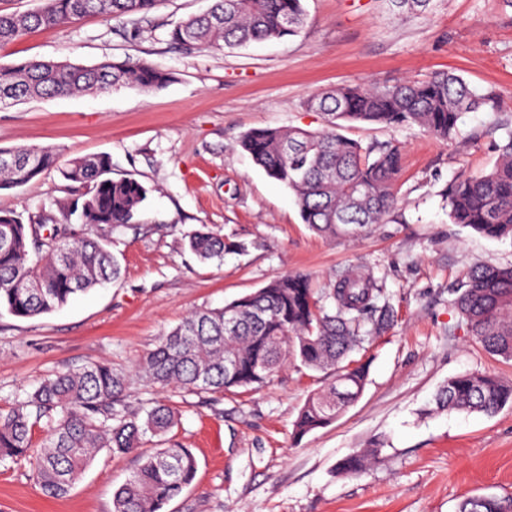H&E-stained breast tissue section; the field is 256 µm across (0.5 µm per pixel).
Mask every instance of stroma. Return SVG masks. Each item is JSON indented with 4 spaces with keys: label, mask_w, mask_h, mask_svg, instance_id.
<instances>
[{
    "label": "stroma",
    "mask_w": 512,
    "mask_h": 512,
    "mask_svg": "<svg viewBox=\"0 0 512 512\" xmlns=\"http://www.w3.org/2000/svg\"><path fill=\"white\" fill-rule=\"evenodd\" d=\"M210 4L160 0L152 31L88 16L0 49V64L143 58L173 75L148 95L120 88L0 108V147L53 145L67 158L106 153L113 177L152 189L141 223L112 230L118 282L49 314H0V411L57 371L111 362L131 377V408L156 399L175 408L169 437L197 460L193 482L163 512H458L472 497H512V407L488 416L433 403L462 373L512 379V361L489 354L452 305L469 267L512 266V241L451 223L442 197L460 171L492 166L497 115L464 113L452 142L416 126L346 124L343 135L362 145L404 147L397 208L353 239L310 231L293 193L240 146L255 128L321 129L323 115L305 106L313 92L442 70L512 108V6L435 0L428 17L400 20L382 0H304L306 30L289 40L191 53L169 42L171 23ZM70 194L51 171L0 190V208L34 220L47 210L58 222L52 205ZM204 225L239 250L220 264L198 262L184 242ZM352 267L373 271L394 322L365 345L370 368L361 398L302 440L293 438L298 412L331 372L292 363L260 389L201 394L136 377L138 361L189 312L224 306L296 272L322 289ZM377 438L385 446L365 472H339L344 457ZM137 466V454L101 450L66 496L50 498L29 463H0V512H112L114 491Z\"/></svg>",
    "instance_id": "1"
}]
</instances>
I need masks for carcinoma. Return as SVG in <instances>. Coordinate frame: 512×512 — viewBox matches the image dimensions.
I'll return each mask as SVG.
<instances>
[{"label":"carcinoma","mask_w":512,"mask_h":512,"mask_svg":"<svg viewBox=\"0 0 512 512\" xmlns=\"http://www.w3.org/2000/svg\"><path fill=\"white\" fill-rule=\"evenodd\" d=\"M25 13L0 11V47L44 28L75 24L87 15L152 23L157 0H39ZM304 0H213L208 12L188 16L168 30L169 41L186 50H223L300 35L306 27ZM397 16H426L432 0H388ZM171 73L149 60L106 59L94 65L34 59L0 64V106L43 97L70 96L107 87L149 94L164 88ZM306 107L325 116L319 131L258 128L241 147L266 174L296 198L304 224L313 232L353 238L380 224L397 205L402 147H363L339 133L345 122L387 128L417 126L450 141L459 135L464 112L502 111L493 92H478L453 71L423 81L384 87H336L311 94ZM495 144L488 171L461 174L448 185V217L490 239H512V129ZM55 170L78 189L55 205L64 224L24 222L0 209V311L32 318L64 307L71 297L117 281L121 268L103 236L119 225L137 224L151 189L132 177H112L105 154L63 158L52 146L0 148V190L22 187ZM186 246L208 264L240 245L207 226L187 235ZM38 283L31 288L29 284ZM381 293L371 272L345 273L318 293L307 276L289 274L220 308L191 311L162 336L139 362L148 384L189 391L259 389L288 361L330 370L329 386L308 396L294 423V436L331 424L364 392L367 363L356 358L369 335L388 329L392 310L384 305L364 330L365 315ZM466 325L492 355L512 360V267L476 266L453 301ZM127 376L108 361L68 368L45 379L7 412H0V462L26 461L42 493L66 495L97 452H134L153 438L160 448L140 457L138 468L113 493L112 512H161L195 478L191 451L166 435L177 424L170 406L150 402L133 410L124 401ZM436 409L493 415L512 406V381L494 373H465L448 379L435 395ZM47 430L33 449L32 430ZM371 443L341 460V472L358 475L380 454ZM458 512H512V497L487 495L464 501Z\"/></svg>","instance_id":"cac0c4a2"}]
</instances>
